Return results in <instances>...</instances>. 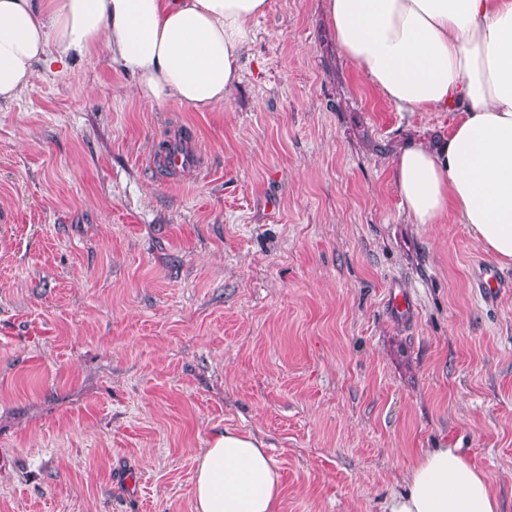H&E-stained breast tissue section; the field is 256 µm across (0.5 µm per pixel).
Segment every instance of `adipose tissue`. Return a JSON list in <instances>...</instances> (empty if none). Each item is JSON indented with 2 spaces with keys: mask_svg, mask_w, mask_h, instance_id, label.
Here are the masks:
<instances>
[{
  "mask_svg": "<svg viewBox=\"0 0 512 512\" xmlns=\"http://www.w3.org/2000/svg\"><path fill=\"white\" fill-rule=\"evenodd\" d=\"M269 0H0V101L35 67L105 46L147 104L205 112L226 101L252 21ZM340 50L403 112L450 115L445 137H408L393 176L417 224L455 212L512 263V0H326ZM386 512H499L488 478L455 448L417 456ZM281 475L263 440L216 431L197 460L194 512H277Z\"/></svg>",
  "mask_w": 512,
  "mask_h": 512,
  "instance_id": "obj_1",
  "label": "adipose tissue"
}]
</instances>
